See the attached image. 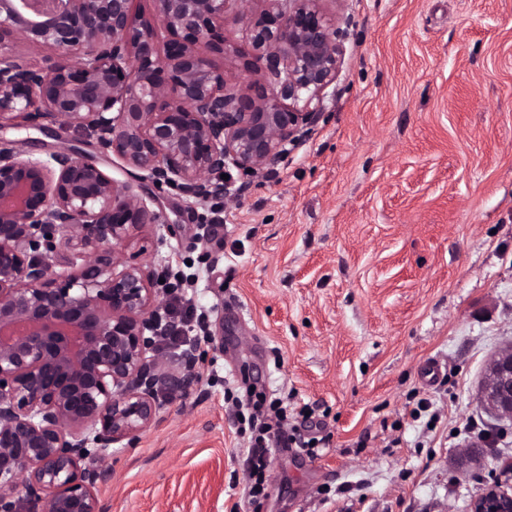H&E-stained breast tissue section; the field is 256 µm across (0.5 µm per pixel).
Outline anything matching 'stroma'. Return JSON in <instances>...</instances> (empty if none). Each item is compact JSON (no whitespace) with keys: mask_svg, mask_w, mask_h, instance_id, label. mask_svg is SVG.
Listing matches in <instances>:
<instances>
[{"mask_svg":"<svg viewBox=\"0 0 512 512\" xmlns=\"http://www.w3.org/2000/svg\"><path fill=\"white\" fill-rule=\"evenodd\" d=\"M345 13L335 103L225 206L214 270L185 203L163 195L153 260L197 275L196 305L223 289L224 351L116 451L104 512H468L512 461V424L478 401L512 342V0ZM249 382L323 440L314 456L274 449L256 498L224 401ZM483 439L484 467L457 470Z\"/></svg>","mask_w":512,"mask_h":512,"instance_id":"stroma-1","label":"stroma"}]
</instances>
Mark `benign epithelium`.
I'll list each match as a JSON object with an SVG mask.
<instances>
[{
  "label": "benign epithelium",
  "instance_id": "obj_1",
  "mask_svg": "<svg viewBox=\"0 0 512 512\" xmlns=\"http://www.w3.org/2000/svg\"><path fill=\"white\" fill-rule=\"evenodd\" d=\"M133 2L0 0V129L46 123L96 149L0 140V512H102L112 449L201 384L199 348L157 346L183 322L128 242L170 223V188L203 210L197 243H210L224 224L212 202L246 187L221 175L272 173L336 98L348 19L325 0H153L149 15ZM230 22L247 24L245 47L227 43ZM226 55L234 67L217 64ZM114 157L130 180L100 166ZM223 321L220 289L204 308L218 352ZM479 399L512 419V342ZM483 462L474 443L457 457ZM471 512H512V463Z\"/></svg>",
  "mask_w": 512,
  "mask_h": 512
}]
</instances>
